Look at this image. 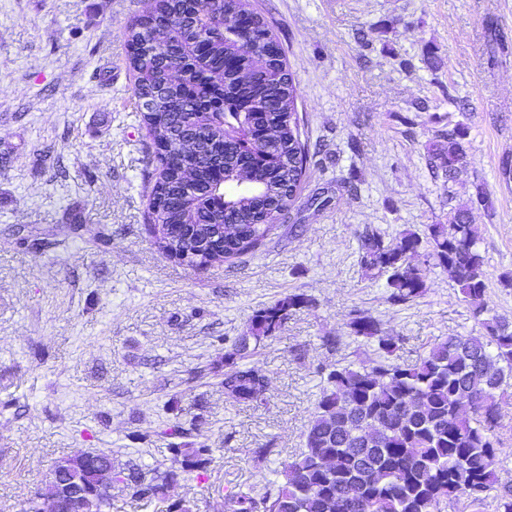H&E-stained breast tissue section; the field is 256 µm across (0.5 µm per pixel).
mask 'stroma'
<instances>
[{
	"label": "stroma",
	"instance_id": "stroma-1",
	"mask_svg": "<svg viewBox=\"0 0 512 512\" xmlns=\"http://www.w3.org/2000/svg\"><path fill=\"white\" fill-rule=\"evenodd\" d=\"M248 4L285 55L308 169L255 252L200 269L149 232L157 151L126 28L151 0H0V512H20L82 448L166 468L176 424L215 448L212 482L264 486L304 445L319 367L368 356L349 336L353 311L402 337L401 363L448 335H483L442 267L423 297L393 304L357 263L365 230L427 236L478 184L493 202L471 217L487 301L512 321V0ZM452 123L465 131L453 179L430 149ZM294 291L315 308L292 311L248 359L269 378L267 405L227 398L223 337ZM174 395L177 419L163 409ZM496 401L508 487L512 385ZM256 448L271 451L259 467Z\"/></svg>",
	"mask_w": 512,
	"mask_h": 512
}]
</instances>
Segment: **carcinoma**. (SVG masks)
Masks as SVG:
<instances>
[{
  "instance_id": "1",
  "label": "carcinoma",
  "mask_w": 512,
  "mask_h": 512,
  "mask_svg": "<svg viewBox=\"0 0 512 512\" xmlns=\"http://www.w3.org/2000/svg\"><path fill=\"white\" fill-rule=\"evenodd\" d=\"M247 0H211L210 9L194 11L192 0H156L152 25H128L129 43L154 42L151 57L132 49L129 65L136 73L135 94L148 97L159 118L142 113L152 139L168 147L150 197L166 204L149 208L154 228L176 224L177 245L199 248L212 237L224 238L223 259L231 261L258 249L273 224H256L258 208L280 212L296 201L303 177L302 159L309 150L300 138L296 89L284 61L249 60L241 72L224 73V56L236 42L224 39V9L245 8ZM182 61L184 77L173 82L164 59ZM245 96L254 97L267 122L248 117L262 139L268 160L256 167L215 115L234 112ZM459 125L448 129V178L464 159ZM252 168L261 198H241L221 210L208 186L218 183L224 166ZM194 171L195 191L186 193L185 170ZM471 208H450L448 223L430 226L429 237L403 232L387 240L374 231L359 239L358 263L377 277L386 276L388 301L412 302L427 290L430 262L448 270L485 336L450 335L434 343L413 364L393 362L401 338L384 336L379 323L354 311L348 326L355 337L374 345L375 358L357 365H338L318 373L324 380L315 412L305 433L304 448L283 463L276 479L261 489L253 484L213 488L214 449L185 440L175 425L164 432L173 439L170 466L145 470L132 462L119 469L112 452L81 449L57 461L67 488L86 497V512H112L117 489L134 501L168 502L166 512H197L193 499L169 500V488L192 480L203 492L218 494L222 512H441L450 501H462L479 512L497 483L495 438L497 409L488 402L495 390L512 380V322L490 312L486 300L487 271L470 224ZM315 300L291 292L251 315L246 332L224 338V394L235 402L261 406L267 402L268 377L244 361L283 329L289 312L310 309ZM22 512H70V499L48 504L36 492Z\"/></svg>"
}]
</instances>
